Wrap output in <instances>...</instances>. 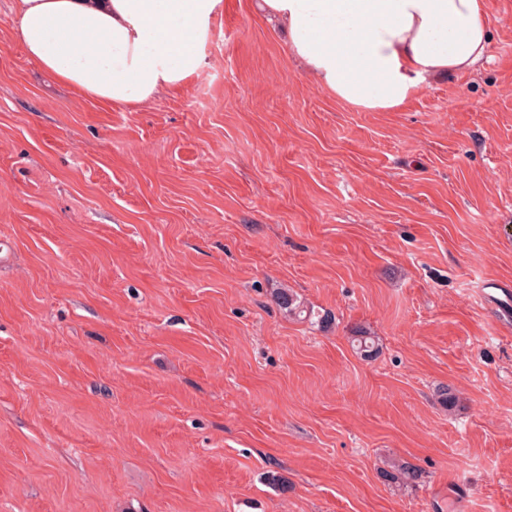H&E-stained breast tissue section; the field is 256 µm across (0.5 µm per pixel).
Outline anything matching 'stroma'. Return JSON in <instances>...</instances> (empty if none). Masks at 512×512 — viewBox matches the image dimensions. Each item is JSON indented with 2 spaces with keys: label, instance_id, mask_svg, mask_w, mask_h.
Masks as SVG:
<instances>
[{
  "label": "stroma",
  "instance_id": "35a3bbf8",
  "mask_svg": "<svg viewBox=\"0 0 512 512\" xmlns=\"http://www.w3.org/2000/svg\"><path fill=\"white\" fill-rule=\"evenodd\" d=\"M252 2L116 108L0 0V512H512V0L400 112L314 88ZM390 469H384L382 478L388 483H413L418 479V469L406 461H397L389 465Z\"/></svg>",
  "mask_w": 512,
  "mask_h": 512
}]
</instances>
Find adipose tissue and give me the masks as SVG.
<instances>
[{
	"mask_svg": "<svg viewBox=\"0 0 512 512\" xmlns=\"http://www.w3.org/2000/svg\"><path fill=\"white\" fill-rule=\"evenodd\" d=\"M288 53L327 95L364 112H399L431 81L486 56L483 0H256ZM223 0H15L28 59L81 95L145 105L207 66Z\"/></svg>",
	"mask_w": 512,
	"mask_h": 512,
	"instance_id": "ef3b65f1",
	"label": "adipose tissue"
}]
</instances>
